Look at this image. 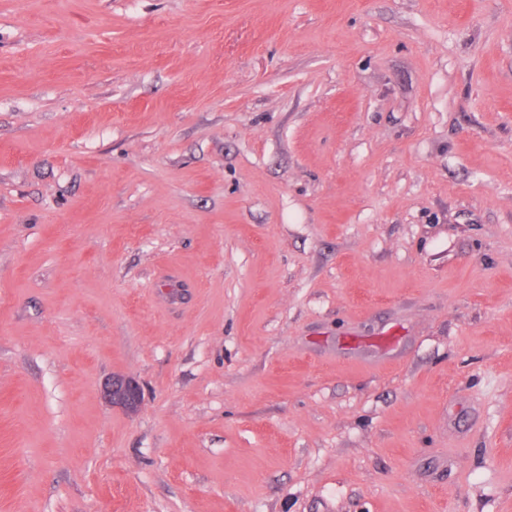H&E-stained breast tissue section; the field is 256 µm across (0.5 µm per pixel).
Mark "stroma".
<instances>
[{
  "mask_svg": "<svg viewBox=\"0 0 512 512\" xmlns=\"http://www.w3.org/2000/svg\"><path fill=\"white\" fill-rule=\"evenodd\" d=\"M0 512H512V0H0ZM104 394L113 405L135 412L141 403L139 388L131 381L113 378L104 387Z\"/></svg>",
  "mask_w": 512,
  "mask_h": 512,
  "instance_id": "stroma-1",
  "label": "stroma"
}]
</instances>
